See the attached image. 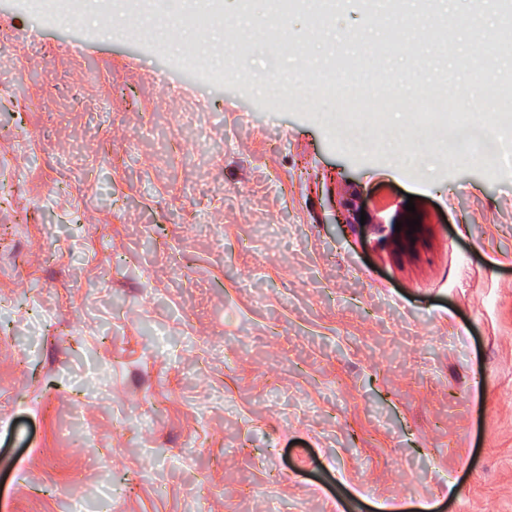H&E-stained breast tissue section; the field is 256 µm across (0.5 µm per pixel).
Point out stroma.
Returning a JSON list of instances; mask_svg holds the SVG:
<instances>
[{"mask_svg": "<svg viewBox=\"0 0 512 512\" xmlns=\"http://www.w3.org/2000/svg\"><path fill=\"white\" fill-rule=\"evenodd\" d=\"M29 2L0 0V512H512V178L345 151L275 88L364 63L382 0L293 13L273 54L266 0L160 50ZM436 10L452 51L381 68L497 31ZM228 21L258 36L232 72ZM344 201L422 232L395 251Z\"/></svg>", "mask_w": 512, "mask_h": 512, "instance_id": "obj_1", "label": "stroma"}]
</instances>
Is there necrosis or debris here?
<instances>
[{"label": "necrosis or debris", "instance_id": "obj_1", "mask_svg": "<svg viewBox=\"0 0 512 512\" xmlns=\"http://www.w3.org/2000/svg\"><path fill=\"white\" fill-rule=\"evenodd\" d=\"M303 84L308 102L324 109L325 120L343 131L342 148L360 147L366 139L396 141L413 155L433 152L453 162L458 151L469 147L471 136L487 135L491 142L483 160L500 171L512 169V92L491 93L492 111L468 112L458 104L463 88L456 76L428 81L365 69L340 84L332 61L308 72ZM389 110L405 112L402 130L387 124Z\"/></svg>", "mask_w": 512, "mask_h": 512}]
</instances>
